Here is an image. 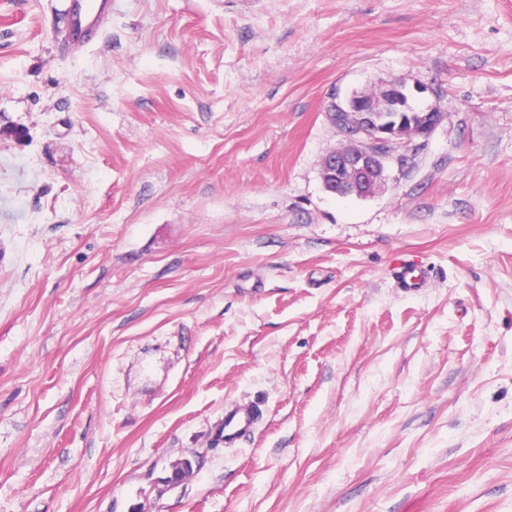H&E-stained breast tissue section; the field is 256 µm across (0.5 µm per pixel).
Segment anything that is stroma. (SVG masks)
<instances>
[{"label":"stroma","instance_id":"35a3bbf8","mask_svg":"<svg viewBox=\"0 0 512 512\" xmlns=\"http://www.w3.org/2000/svg\"><path fill=\"white\" fill-rule=\"evenodd\" d=\"M64 5L0 0V512H512V0ZM393 77L445 119L327 192ZM112 13V0H69L65 9L67 29L62 51L89 45ZM393 278L396 286L406 292L423 288L426 269L414 260H403L394 269ZM258 420L257 409L249 403L232 402L224 407V429L219 441L224 446L236 445L242 438L249 435Z\"/></svg>","mask_w":512,"mask_h":512}]
</instances>
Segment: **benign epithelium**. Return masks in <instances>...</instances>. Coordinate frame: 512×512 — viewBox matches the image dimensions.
I'll return each mask as SVG.
<instances>
[{
    "instance_id": "benign-epithelium-1",
    "label": "benign epithelium",
    "mask_w": 512,
    "mask_h": 512,
    "mask_svg": "<svg viewBox=\"0 0 512 512\" xmlns=\"http://www.w3.org/2000/svg\"><path fill=\"white\" fill-rule=\"evenodd\" d=\"M427 91L422 84L392 79L329 105L331 118L347 135L320 161L322 180H331V193L358 198L374 194L385 181L388 163L404 162L398 148L432 134L446 113L436 103L424 109L414 106Z\"/></svg>"
}]
</instances>
